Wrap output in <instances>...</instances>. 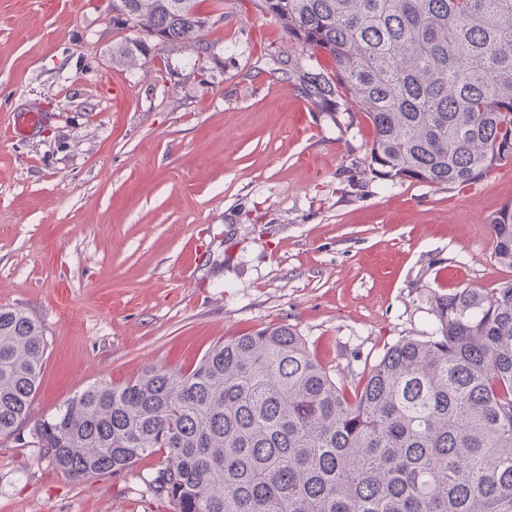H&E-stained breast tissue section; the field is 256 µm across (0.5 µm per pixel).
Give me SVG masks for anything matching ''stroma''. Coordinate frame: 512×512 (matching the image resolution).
I'll use <instances>...</instances> for the list:
<instances>
[{
  "instance_id": "obj_1",
  "label": "stroma",
  "mask_w": 512,
  "mask_h": 512,
  "mask_svg": "<svg viewBox=\"0 0 512 512\" xmlns=\"http://www.w3.org/2000/svg\"><path fill=\"white\" fill-rule=\"evenodd\" d=\"M139 35L107 0H0V306L47 340L30 419L0 436V512H168L161 455L76 481L32 443L90 385L272 324L347 379L431 335L438 297L512 279L488 226L512 161L452 189L372 177L370 126L305 97L248 0H224L202 76L186 44L114 63ZM18 112L43 119L13 137Z\"/></svg>"
}]
</instances>
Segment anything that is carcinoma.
<instances>
[{"instance_id":"1","label":"carcinoma","mask_w":512,"mask_h":512,"mask_svg":"<svg viewBox=\"0 0 512 512\" xmlns=\"http://www.w3.org/2000/svg\"><path fill=\"white\" fill-rule=\"evenodd\" d=\"M198 2L109 0L114 26L152 30L112 60L184 43ZM251 2L328 60L303 93L368 121L373 177L452 188L512 160V0ZM489 228L512 268V200ZM436 319L346 384L295 329L266 326L189 370L90 385L32 439L78 481L162 454L147 485L170 512H512V280L440 298ZM45 347L0 307V436L28 419Z\"/></svg>"}]
</instances>
